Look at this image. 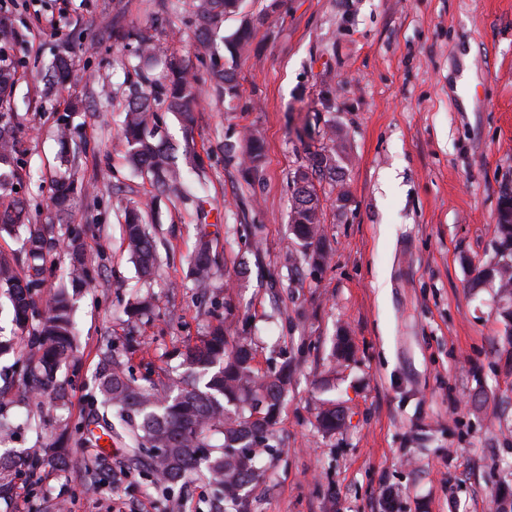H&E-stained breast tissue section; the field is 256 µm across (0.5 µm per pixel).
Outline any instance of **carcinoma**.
<instances>
[{"mask_svg":"<svg viewBox=\"0 0 512 512\" xmlns=\"http://www.w3.org/2000/svg\"><path fill=\"white\" fill-rule=\"evenodd\" d=\"M240 10V0H198L195 30L201 44H206L215 21ZM112 38L134 46L136 55L152 58L151 35L141 29L112 24ZM253 39L250 23L241 25L225 39L226 50L235 62L248 50ZM168 83L156 85L144 71L135 70L136 80L130 85L124 109L122 132L128 145V160L141 173L151 177L157 189L175 188L181 184V171L174 158L157 140V107L169 111L190 112L198 96L197 83L189 74L184 59L170 54L165 63ZM73 69L69 55L55 58L46 75L48 89L65 85ZM210 81L224 91V100L239 97L234 68L215 66ZM17 82L15 62L0 57V235L5 233L19 240L17 254L10 260L0 259V288L12 302L14 322L25 335L29 347L26 377L29 401L39 407L42 398H53L64 408L67 392L58 372L73 358L76 327L73 317L74 296L92 278L86 259L81 230L67 227L65 238L56 234L55 225L33 221L29 200L14 191L18 166V134L21 125L10 107L11 93ZM331 145L308 153V162L293 173L290 230L303 249L307 264L315 270L328 266L331 254L322 234V211L315 188L305 192L297 178L310 175L341 181L343 157L336 152V138ZM249 170L255 172L264 156L260 138L252 136L246 147ZM76 152L63 151L61 161L68 169L51 181V206L58 222L71 216L74 196L88 192V187L75 179L70 169ZM142 207H125L124 239L131 257L145 275L159 263L152 238L141 219ZM500 258L484 269L477 283H497V309L504 318L512 319V200H505L496 224ZM64 252L68 263L65 284L57 288L42 306L35 297L41 292L47 262ZM215 275L212 244L202 237L191 258L190 277L195 288L205 291ZM150 312L147 300L134 296L126 308L130 318H141ZM179 380L138 382L126 368L112 344L101 352L95 374V408L91 419L74 427L64 426L61 438L43 448H31L21 458L12 450L0 453V500L10 496L15 478L22 468L34 473L49 470L64 474L79 465L80 458L67 448L66 440L77 436L80 448L93 450L91 457L100 460L93 475L108 469L102 461L107 453L100 446L102 436H117L152 476L156 486L169 487L200 467H205L224 490V497L245 507L250 485L260 478L257 459L261 446L269 451L273 444V428L282 408L283 396L290 375L288 367L260 376L253 366L251 340L235 336L232 325H219L199 344H187L178 352ZM331 356L348 360L352 346L345 336L335 339ZM100 425L104 435H96L90 425ZM345 424V414L336 403L324 402L317 416L318 431L332 436ZM20 423L0 403V443L14 438Z\"/></svg>","mask_w":512,"mask_h":512,"instance_id":"cac0c4a2","label":"carcinoma"}]
</instances>
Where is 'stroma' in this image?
Returning <instances> with one entry per match:
<instances>
[{
    "instance_id": "1",
    "label": "stroma",
    "mask_w": 512,
    "mask_h": 512,
    "mask_svg": "<svg viewBox=\"0 0 512 512\" xmlns=\"http://www.w3.org/2000/svg\"><path fill=\"white\" fill-rule=\"evenodd\" d=\"M242 0L219 19L208 46L192 25L195 0H0L25 35L10 44L18 67L12 107L20 136L19 193L40 213L60 173L58 124L81 150L76 176L90 185L73 223L85 228L97 283L77 297V365L62 368L71 421L86 416L102 343L141 345L126 359L138 379L174 376L173 348L200 342L231 319L253 342V366L282 364L291 382L274 437L261 454L248 512H512V326L496 288L473 286L498 258L495 225L512 199V0ZM255 19L253 51L237 68L240 96L226 106L209 81L227 62L225 37ZM152 29L155 79L183 56L201 97L190 114L159 111L163 140L185 175L181 195L161 194L127 160L123 109L138 60L113 41V20ZM75 80L46 97L43 76L62 47ZM264 138L256 176L242 167L248 133ZM350 159L343 186L325 180L329 266L289 268L291 177L306 152L328 142ZM345 188L350 205L336 211ZM152 201L145 222L160 257L142 282L122 244L123 205ZM217 259L200 293L188 260L200 237ZM150 295L151 321H125L131 290ZM353 355L337 364V333ZM333 399L346 424L322 436L316 414ZM51 440L63 412L45 404ZM112 479L21 474L11 512H235L207 472L156 489L113 441Z\"/></svg>"
}]
</instances>
